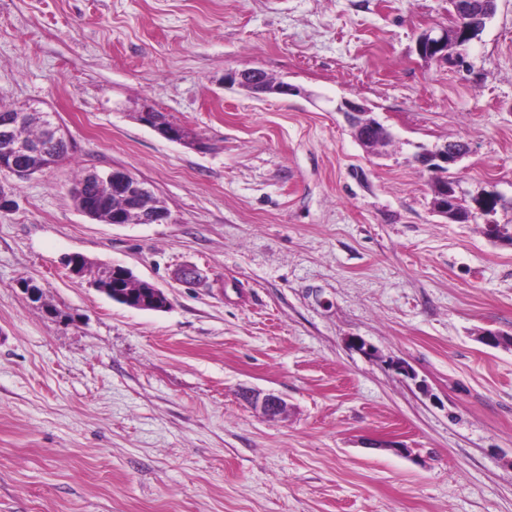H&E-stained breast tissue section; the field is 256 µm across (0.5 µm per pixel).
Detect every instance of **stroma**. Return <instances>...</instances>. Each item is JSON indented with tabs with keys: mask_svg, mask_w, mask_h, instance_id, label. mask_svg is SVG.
Here are the masks:
<instances>
[{
	"mask_svg": "<svg viewBox=\"0 0 512 512\" xmlns=\"http://www.w3.org/2000/svg\"><path fill=\"white\" fill-rule=\"evenodd\" d=\"M448 23V0H0V108L56 113L72 145L0 172V512H512V347L481 340L512 335V210L497 238L448 222L414 161L464 139L465 196L512 198V0L465 65L417 52ZM249 67L299 94L225 87ZM343 97L392 142L360 145ZM146 99L191 143L135 120ZM115 167L168 223L76 209L80 171ZM147 281L140 280L134 277L124 278L119 276L117 278H112V281L107 284L108 288H112V291L115 290L116 293L126 297V298H135L138 299L141 296V292L144 288H147L145 283ZM244 400L266 417L273 418L281 413L284 400L273 392H260L250 388L241 391Z\"/></svg>",
	"mask_w": 512,
	"mask_h": 512,
	"instance_id": "stroma-1",
	"label": "stroma"
}]
</instances>
